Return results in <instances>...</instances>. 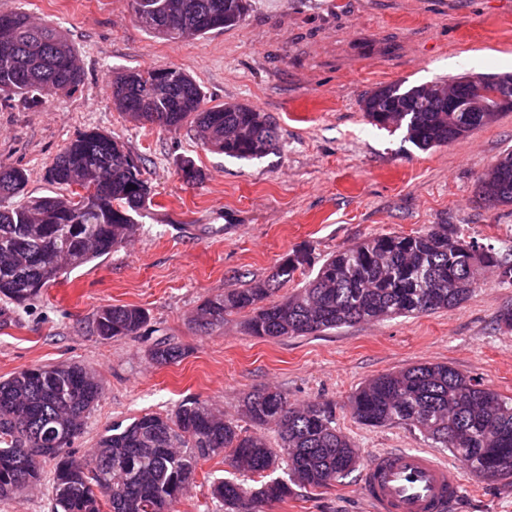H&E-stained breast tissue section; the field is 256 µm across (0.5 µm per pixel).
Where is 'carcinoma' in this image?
Masks as SVG:
<instances>
[{
	"label": "carcinoma",
	"mask_w": 512,
	"mask_h": 512,
	"mask_svg": "<svg viewBox=\"0 0 512 512\" xmlns=\"http://www.w3.org/2000/svg\"><path fill=\"white\" fill-rule=\"evenodd\" d=\"M248 0H132L134 18L148 34L166 40L204 36L238 25ZM10 36L0 37V96L34 101L72 91L82 82L77 54L67 35L24 12L9 13ZM445 83L402 88L382 85L361 100L369 120L385 129L405 130L420 150L444 146L491 123L496 112H450ZM117 110L141 124L177 132L192 123L202 145L229 157L250 160L279 148L273 118L253 107L226 102L202 107L201 85L177 67L118 72L112 77ZM67 195L31 197L28 174L0 160V296L19 306L67 272L105 257L139 231L136 215L151 190L138 162L114 136L81 132L55 157L47 171ZM479 199L489 207L512 205V151L503 152L485 180ZM452 227L437 224L411 234L386 233L336 252L297 292L270 300L297 271L312 264L306 249L293 250L268 279L227 288L200 306L197 330L205 335L226 317L247 313L244 330L277 339L305 336L345 325L392 317L432 314L456 308L472 289V262L512 285V247L487 246L472 254ZM148 321L136 306L106 305L95 313L92 333L101 339L136 336ZM185 355L161 341L151 350L158 364ZM102 388L83 366H32L0 381V500L41 482L42 461L23 462L20 449L67 427L80 436ZM352 417L366 426L405 425L436 448L447 449L474 479L501 462L512 469V400L447 364L420 363L380 374L356 389ZM241 414L253 426L270 428L278 447L190 399L169 416L146 414L116 423L97 448L78 456L73 444L54 461V512H173L193 483L198 462L223 456L242 478L213 483L211 496L224 512H265L294 489L340 483L360 466L354 441L336 426L333 406L324 401L295 406L278 390L247 394ZM283 470V475L273 473Z\"/></svg>",
	"instance_id": "cac0c4a2"
}]
</instances>
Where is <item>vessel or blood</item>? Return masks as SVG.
<instances>
[{
	"label": "vessel or blood",
	"mask_w": 512,
	"mask_h": 512,
	"mask_svg": "<svg viewBox=\"0 0 512 512\" xmlns=\"http://www.w3.org/2000/svg\"><path fill=\"white\" fill-rule=\"evenodd\" d=\"M462 479L429 451L388 448L367 462L362 494L371 512H452Z\"/></svg>",
	"instance_id": "vessel-or-blood-1"
}]
</instances>
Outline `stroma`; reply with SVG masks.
Instances as JSON below:
<instances>
[{
    "mask_svg": "<svg viewBox=\"0 0 512 512\" xmlns=\"http://www.w3.org/2000/svg\"><path fill=\"white\" fill-rule=\"evenodd\" d=\"M17 10L67 32L83 81L39 102L0 100V159L26 169L29 194L49 195L55 156L95 128L139 158L152 190L126 246L64 275L29 305L0 296V380L29 366L77 363L102 385L77 455L112 424L164 416L191 398L238 418L242 397L266 387L294 404H334L337 426L362 458L421 449L419 433L360 424L349 408L369 379L419 363L448 364L512 399V330L497 323L512 307V286L489 272L459 307L316 335L251 336L240 315L208 335L193 322L206 298L265 279L298 247L315 264L282 288L285 296L329 255L378 234L448 224L465 238L512 246V206L478 198L480 179L512 149V112L423 151L361 109L366 93L390 83L512 74V0H250L236 27L173 41L139 28L131 0H0V12ZM169 66L201 84L207 105L240 102L273 115L279 149L239 160L207 151L194 127L170 132L116 110L113 73ZM186 158L199 180L183 178ZM108 304L145 309L141 333L93 336V317ZM161 341L181 345L185 356L157 364L151 350ZM229 472L221 458L200 462L175 512H219L211 483ZM362 483L357 471L267 512H369ZM456 512H512V481L464 478Z\"/></svg>",
    "mask_w": 512,
    "mask_h": 512,
    "instance_id": "stroma-1",
    "label": "stroma"
}]
</instances>
